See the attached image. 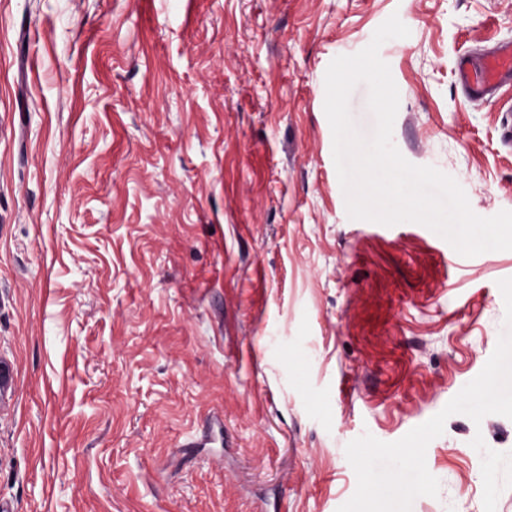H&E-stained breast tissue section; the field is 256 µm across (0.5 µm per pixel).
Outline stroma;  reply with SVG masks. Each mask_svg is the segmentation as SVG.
<instances>
[{"label":"stroma","mask_w":512,"mask_h":512,"mask_svg":"<svg viewBox=\"0 0 512 512\" xmlns=\"http://www.w3.org/2000/svg\"><path fill=\"white\" fill-rule=\"evenodd\" d=\"M394 14V144L512 210V83L457 69L512 0H0V512H337L347 443L482 371L512 251L351 219L333 162L326 69ZM478 433L412 512H483Z\"/></svg>","instance_id":"stroma-1"}]
</instances>
